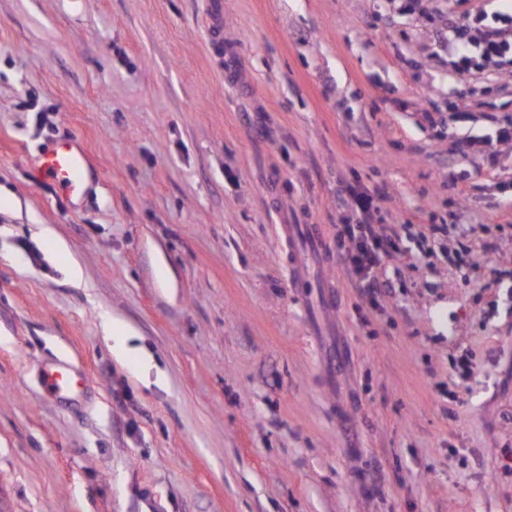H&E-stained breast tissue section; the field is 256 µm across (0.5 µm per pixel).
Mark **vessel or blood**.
<instances>
[{"mask_svg": "<svg viewBox=\"0 0 512 512\" xmlns=\"http://www.w3.org/2000/svg\"><path fill=\"white\" fill-rule=\"evenodd\" d=\"M36 177L52 185L69 201L79 200L92 175V165L81 141L74 136L55 140L36 156ZM281 236L288 246L290 279L294 287L310 292L314 286L311 264L324 256V239L317 225L282 224ZM45 389L52 394L76 386L77 379L63 366L46 367L42 374Z\"/></svg>", "mask_w": 512, "mask_h": 512, "instance_id": "1", "label": "vessel or blood"}]
</instances>
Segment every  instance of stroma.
I'll return each mask as SVG.
<instances>
[{"label": "stroma", "mask_w": 512, "mask_h": 512, "mask_svg": "<svg viewBox=\"0 0 512 512\" xmlns=\"http://www.w3.org/2000/svg\"><path fill=\"white\" fill-rule=\"evenodd\" d=\"M221 2L214 39L210 0H0V512H512V144L483 152L512 79L435 28L482 0ZM61 134L76 203L33 176ZM352 187L398 243L373 300ZM285 220L320 225L332 311ZM35 176L52 185L71 202L79 200L92 175V165L82 142L74 136L55 140L36 156ZM347 207L356 223L337 224L339 257L358 276L362 292L374 298L388 288L381 269L385 259L397 250L396 239L378 232L379 207L369 192L350 190ZM281 236L288 245L290 279L294 288L308 294L316 288L311 264L324 257V239L317 224H280ZM42 382L51 394H60L64 389L77 387L78 380L71 371L63 366L52 365L43 370Z\"/></svg>", "instance_id": "stroma-1"}]
</instances>
